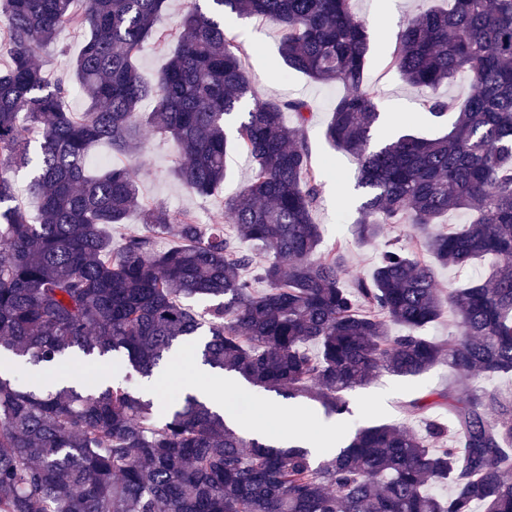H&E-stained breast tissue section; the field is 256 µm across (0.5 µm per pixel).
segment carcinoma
I'll list each match as a JSON object with an SVG mask.
<instances>
[{
	"label": "carcinoma",
	"instance_id": "1",
	"mask_svg": "<svg viewBox=\"0 0 512 512\" xmlns=\"http://www.w3.org/2000/svg\"><path fill=\"white\" fill-rule=\"evenodd\" d=\"M353 2L192 0L160 30L167 0H0L12 44L0 72V512H512V403L482 391L438 394L454 422L446 448L448 432L426 417L438 402H413L423 433L369 423L315 459L246 435L191 394L161 405L126 379L85 392L37 377L22 386L13 375L15 365L111 355L145 381L198 338L210 368L308 398L339 420L352 413L344 392L382 369L512 375V0H449L403 24L392 66L429 90L430 116L453 121L439 136L401 133L374 146L373 38ZM234 17L277 22L287 69L347 88L325 135L358 164L355 234L376 240L409 223L417 249L385 242L371 278L345 286L342 244L322 250L313 221L312 107L256 95ZM67 26L85 39L68 73L52 79L36 54ZM149 44L168 49L154 81L136 68ZM459 79L472 86L461 105L441 92ZM74 87L83 112L64 107ZM145 126L175 142L185 161L174 174L202 197L222 189L229 149L253 158L224 215L266 255L263 265L223 222L144 202L132 164L87 173L94 144L131 157ZM33 141L36 222L14 180L31 165ZM453 210L474 219L459 230L436 223ZM136 211L142 230L113 246L106 230ZM164 233L177 243L157 251ZM424 252L460 267L487 256L495 267L444 289ZM252 267L263 293L242 276ZM446 310L459 337L445 346L423 330ZM391 323L402 333L390 334Z\"/></svg>",
	"mask_w": 512,
	"mask_h": 512
}]
</instances>
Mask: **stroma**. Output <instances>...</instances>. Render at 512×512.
Segmentation results:
<instances>
[{"mask_svg":"<svg viewBox=\"0 0 512 512\" xmlns=\"http://www.w3.org/2000/svg\"><path fill=\"white\" fill-rule=\"evenodd\" d=\"M434 0H355L358 12L371 23L376 49L366 66L369 82L377 84L381 94L378 110L385 116L389 130L402 128L409 116H417L418 129L423 133L435 130L436 120L426 113L422 101L426 90L405 84L389 69L388 61L403 23L432 5ZM237 43L251 73L254 86L263 96L301 98L310 102L313 112L306 127L312 167L321 170L322 185L319 206L313 219L319 225L323 248L344 242L347 249L348 280L369 278L379 259L381 244H363L353 234L357 217L354 186L357 164L335 149L326 139L324 130L337 99L345 92L338 83L320 84L302 74L287 70L279 56L280 29L275 22L242 18L236 22ZM85 33L75 27L63 28L54 45L40 53V61L49 77L65 75L71 59L79 52ZM175 144L146 133L143 144L132 162L139 172L142 197L150 202L165 204L172 211H190L212 223L224 214V200L233 195L252 174L251 158L240 151H230L228 176L221 193L199 197L189 193L172 173L179 161ZM468 379L457 376L446 366L438 365L415 378H404L383 371L364 387L344 394L354 410L346 430L355 425L387 422L420 430L421 425L406 412L409 401L428 399L430 394L447 389L470 390Z\"/></svg>","mask_w":512,"mask_h":512,"instance_id":"stroma-1","label":"stroma"}]
</instances>
